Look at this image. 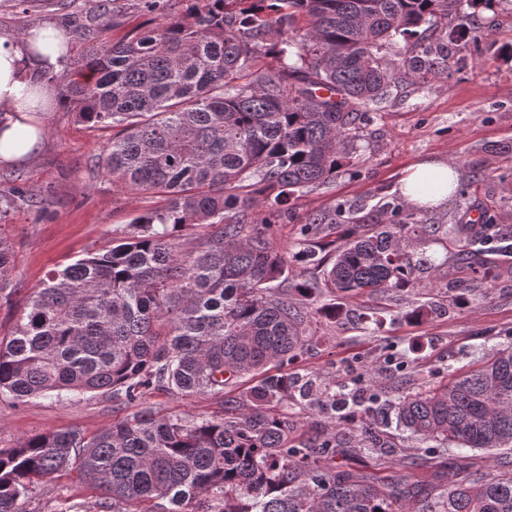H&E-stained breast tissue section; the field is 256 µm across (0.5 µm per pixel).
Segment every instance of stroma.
<instances>
[{
    "instance_id": "stroma-1",
    "label": "stroma",
    "mask_w": 512,
    "mask_h": 512,
    "mask_svg": "<svg viewBox=\"0 0 512 512\" xmlns=\"http://www.w3.org/2000/svg\"><path fill=\"white\" fill-rule=\"evenodd\" d=\"M27 14L0 9V32L19 33L28 20L60 23L62 0H28ZM454 19H439L427 42H447L442 77L399 75L387 100L374 106L363 128L355 157L336 179L291 200L288 214L273 228L275 247L292 254L299 229L312 212L341 211L343 216L374 213L399 197V185L410 166L431 159L452 161L458 181L440 207L417 212L436 228L426 247L435 267L415 270L417 286L383 297H333L322 292L311 301L335 304V316H315L312 336L288 370L329 383L332 389H362L367 368L377 373L378 398L371 418L391 450L377 453L359 444L369 418L355 415L345 424L336 451L338 469L381 478H405L422 487L438 482L450 470L456 449L437 448L403 431L388 405L396 390L439 380L449 369L466 366L492 346L512 345V266L502 265L493 285L473 280L470 271L446 249L459 225L489 213L502 229L512 228V0L484 4L476 0L457 41L447 39ZM46 140L28 164L15 167L21 183L38 203L13 208L0 218V234L14 250L12 293L0 297V337L9 335L31 293L48 271L64 268L88 253L111 245L117 229L143 212L165 205L162 194L113 186L97 161L112 141V132L77 122L63 105L43 114ZM242 386L223 395L191 397L152 391L141 401L165 415L221 412L224 400L240 399ZM130 412L102 393L85 399L37 398L14 404L0 396V448L14 447L26 436L74 428L91 436ZM291 441L324 439L330 420L319 403L286 407ZM86 505L100 501L77 472L39 484L26 505L28 512H52L57 497Z\"/></svg>"
}]
</instances>
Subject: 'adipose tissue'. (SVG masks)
<instances>
[{"instance_id":"ef3b65f1","label":"adipose tissue","mask_w":512,"mask_h":512,"mask_svg":"<svg viewBox=\"0 0 512 512\" xmlns=\"http://www.w3.org/2000/svg\"><path fill=\"white\" fill-rule=\"evenodd\" d=\"M66 35L47 24L31 27L19 38L0 34V164L31 162L47 134L35 115L53 97L43 82L45 74L60 66L59 45ZM457 183L451 162L427 160L411 167L402 179L400 193L413 207L442 205Z\"/></svg>"}]
</instances>
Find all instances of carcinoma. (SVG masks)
Returning a JSON list of instances; mask_svg holds the SVG:
<instances>
[{"mask_svg": "<svg viewBox=\"0 0 512 512\" xmlns=\"http://www.w3.org/2000/svg\"><path fill=\"white\" fill-rule=\"evenodd\" d=\"M70 19L79 49L60 64L80 79L60 85L76 121L118 129L99 157L112 184L160 191L168 204L138 216L120 243L48 273L10 335L0 339V395L36 398L107 393L131 406L151 390L224 395L256 375L242 410L214 416L135 411L87 437L77 429L29 436L0 448V512L24 508L34 484L75 469L103 491L100 512L160 501L162 512H512V348L492 347L448 381L395 399L399 425L441 447L492 451L479 471L458 457L455 480L429 495L405 479H377L329 464L337 439L288 445L277 408L309 380L286 366L309 341L312 308L290 292L288 256L270 228L304 190L336 178L354 153L370 108L390 95L394 70L379 51L412 38L437 17L460 19L476 0H138L156 25L113 42L122 0H89ZM302 19L304 24L295 25ZM444 48L404 59L405 74H444ZM271 56L278 66L257 74ZM91 75L84 80L82 76ZM0 190V217L34 205L19 178ZM269 210L259 216L260 201ZM207 224L198 249L177 250L179 228ZM336 214L305 218L293 258L322 272L336 295L416 287L410 243L434 228L395 202L353 221L331 246ZM448 247L489 281L512 255V231L486 218L463 224ZM13 253L0 236V295L11 286Z\"/></svg>", "mask_w": 512, "mask_h": 512, "instance_id": "carcinoma-1", "label": "carcinoma"}]
</instances>
